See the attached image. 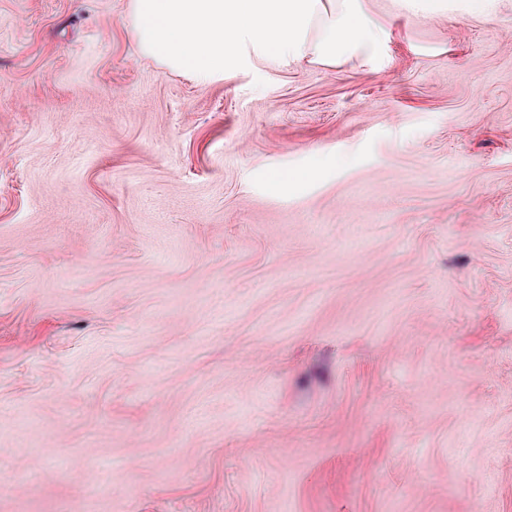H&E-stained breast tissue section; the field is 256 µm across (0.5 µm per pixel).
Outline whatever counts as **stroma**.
Returning a JSON list of instances; mask_svg holds the SVG:
<instances>
[{
	"mask_svg": "<svg viewBox=\"0 0 512 512\" xmlns=\"http://www.w3.org/2000/svg\"><path fill=\"white\" fill-rule=\"evenodd\" d=\"M128 5L0 0V512H512V0L206 80Z\"/></svg>",
	"mask_w": 512,
	"mask_h": 512,
	"instance_id": "35a3bbf8",
	"label": "stroma"
}]
</instances>
